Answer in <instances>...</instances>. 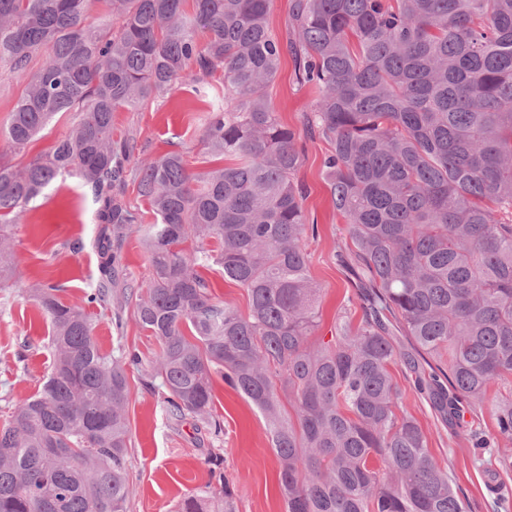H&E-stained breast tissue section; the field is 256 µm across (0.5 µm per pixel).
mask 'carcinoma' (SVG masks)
Returning <instances> with one entry per match:
<instances>
[{
	"mask_svg": "<svg viewBox=\"0 0 512 512\" xmlns=\"http://www.w3.org/2000/svg\"><path fill=\"white\" fill-rule=\"evenodd\" d=\"M0 0V61L16 73L45 50L10 113L19 153L58 114L80 119L21 168L0 161V284L8 228L51 183L81 178L103 232L90 303L120 286L127 236L144 232L151 275L134 316L159 343L150 380L173 416L214 426L211 375L265 417L286 512H467L427 436L402 406V362L450 427L485 407L512 440V0H291L293 37L269 26L273 0ZM203 28L200 42L196 29ZM319 92L304 115L324 139L325 179L363 280L358 324L319 342L321 288L309 275L299 134L268 94L281 56ZM194 68L218 75L224 104L203 140L224 167L192 172L174 151L141 164L113 118L167 95ZM154 222L125 200L129 185ZM192 250L183 248L186 242ZM219 266L248 312L211 294ZM33 288L53 358L41 388L0 425V512H125L129 384L135 353L101 352L82 303ZM424 365L402 352L396 328Z\"/></svg>",
	"mask_w": 512,
	"mask_h": 512,
	"instance_id": "carcinoma-1",
	"label": "carcinoma"
}]
</instances>
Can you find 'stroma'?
<instances>
[{
  "mask_svg": "<svg viewBox=\"0 0 512 512\" xmlns=\"http://www.w3.org/2000/svg\"><path fill=\"white\" fill-rule=\"evenodd\" d=\"M46 60L43 54L34 57L24 75L0 63V129L23 95L28 73L41 69ZM293 71L291 56L283 55L269 96L281 121L302 133L304 158L297 179L307 193L308 216L318 227L317 237L307 242V252L310 274L322 289L319 333L327 337L338 315L360 318L361 281L339 256L347 240V226L336 214L324 179L322 162L329 146L302 131L303 114L317 91L297 84ZM223 100L221 80H213L208 95L202 98L195 94L192 80L185 78L165 97L134 111L116 112L114 133H133L143 158L177 151L189 170L200 171L207 158L202 139L205 119L212 105ZM78 120L75 112L56 117L26 153L6 150L0 152V160L23 166L46 153ZM98 228L96 205L75 176L55 180L14 227V277L23 286L17 289L8 282L0 287V422L17 403L37 391L47 373L50 325L30 290L54 285L64 301H84L92 335L102 352L114 356L135 352L141 358L140 365L126 368L130 389L126 512H177L184 498L196 493L206 494V512H222L224 503L217 490L223 479L235 491V512H285L277 458L259 411L216 375L212 378L213 415L220 429L191 418L174 420L161 393L144 385L157 343L135 321L134 306L126 301L125 289H113L109 303L87 302L100 277L95 245ZM119 273L130 286L146 284L149 256L139 234L124 242ZM393 375L406 391L404 410L425 430L433 460L447 469L469 512H497L495 503L500 498L512 502V468L499 465V448H474L466 427L442 425L430 404L414 390L404 364L395 365Z\"/></svg>",
  "mask_w": 512,
  "mask_h": 512,
  "instance_id": "35a3bbf8",
  "label": "stroma"
}]
</instances>
